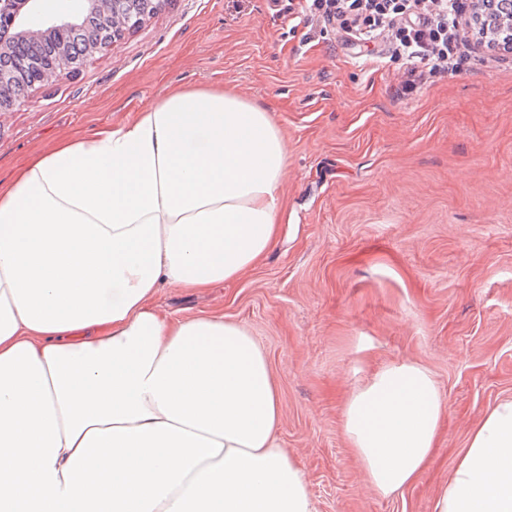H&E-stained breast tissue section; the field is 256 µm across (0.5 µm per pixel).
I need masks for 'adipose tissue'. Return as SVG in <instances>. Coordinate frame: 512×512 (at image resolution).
Masks as SVG:
<instances>
[{
	"instance_id": "ef3b65f1",
	"label": "adipose tissue",
	"mask_w": 512,
	"mask_h": 512,
	"mask_svg": "<svg viewBox=\"0 0 512 512\" xmlns=\"http://www.w3.org/2000/svg\"><path fill=\"white\" fill-rule=\"evenodd\" d=\"M287 157L267 110L185 88L0 182V512H313L264 351L223 315L155 302L268 255ZM441 408L414 362L352 392L343 432L378 495L417 479ZM434 512H512V397Z\"/></svg>"
}]
</instances>
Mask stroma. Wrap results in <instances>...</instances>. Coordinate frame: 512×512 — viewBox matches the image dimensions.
<instances>
[{"label": "stroma", "mask_w": 512, "mask_h": 512, "mask_svg": "<svg viewBox=\"0 0 512 512\" xmlns=\"http://www.w3.org/2000/svg\"><path fill=\"white\" fill-rule=\"evenodd\" d=\"M390 45L364 55L288 0H163L70 76L0 112V180L60 137L140 102L222 89L270 112L288 147L277 245L231 283L168 286L175 319L243 326L267 356L279 440L315 512H433L470 431L512 397V54L465 53L412 95ZM418 363L443 397L436 446L391 498L366 484L342 428L380 368Z\"/></svg>", "instance_id": "1"}]
</instances>
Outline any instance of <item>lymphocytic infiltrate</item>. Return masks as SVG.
<instances>
[{
	"mask_svg": "<svg viewBox=\"0 0 512 512\" xmlns=\"http://www.w3.org/2000/svg\"><path fill=\"white\" fill-rule=\"evenodd\" d=\"M301 13L335 25L347 42L388 39L406 61L404 89L453 71L471 45L462 0H298Z\"/></svg>",
	"mask_w": 512,
	"mask_h": 512,
	"instance_id": "1",
	"label": "lymphocytic infiltrate"
}]
</instances>
